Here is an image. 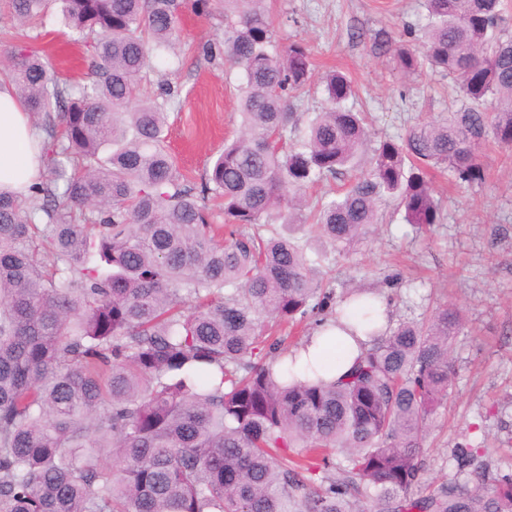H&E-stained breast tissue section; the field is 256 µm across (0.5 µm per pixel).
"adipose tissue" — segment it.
Listing matches in <instances>:
<instances>
[{"instance_id":"ef3b65f1","label":"adipose tissue","mask_w":512,"mask_h":512,"mask_svg":"<svg viewBox=\"0 0 512 512\" xmlns=\"http://www.w3.org/2000/svg\"><path fill=\"white\" fill-rule=\"evenodd\" d=\"M41 140L33 127L24 104L8 86L0 84V193H27L43 172L37 146ZM308 351L298 352L297 365L305 367L307 354L324 356L335 351L336 359L328 366L326 377H340L352 365L359 345L351 334L340 328L326 326L313 331Z\"/></svg>"}]
</instances>
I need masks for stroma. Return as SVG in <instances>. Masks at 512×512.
Masks as SVG:
<instances>
[{"instance_id": "1", "label": "stroma", "mask_w": 512, "mask_h": 512, "mask_svg": "<svg viewBox=\"0 0 512 512\" xmlns=\"http://www.w3.org/2000/svg\"><path fill=\"white\" fill-rule=\"evenodd\" d=\"M183 0L175 49L152 56V82L173 85L167 139L183 173L200 184L208 165L238 130L233 84L223 62L198 56V43L222 40L224 4L196 12ZM285 41L306 44L316 73L348 75L355 94L348 105L367 115L372 139L399 138L421 120L447 116L452 102L448 77L424 70L407 76L378 48L379 36L405 40L426 22L423 0H266ZM31 45L60 72L88 73L86 48L63 35L54 9ZM483 184L454 190L444 175L432 187L442 217L430 231H416L401 213L383 207L376 234L353 250L323 246L318 269L336 292L380 288L392 294V323L418 320L439 303L462 308L467 327L453 346L455 387L424 445L428 480L448 473V450L481 443V453L512 471V160L494 144L484 145Z\"/></svg>"}]
</instances>
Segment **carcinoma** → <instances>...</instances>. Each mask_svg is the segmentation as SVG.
<instances>
[{
    "label": "carcinoma",
    "mask_w": 512,
    "mask_h": 512,
    "mask_svg": "<svg viewBox=\"0 0 512 512\" xmlns=\"http://www.w3.org/2000/svg\"><path fill=\"white\" fill-rule=\"evenodd\" d=\"M53 2L97 58L87 80L25 45L48 0H3L21 22L3 78L38 118L48 178L0 193V512H512V473L468 441L425 491L423 442L454 388L461 309L382 330L368 310L392 295L348 290L367 341L337 380L296 376L295 351L265 325L344 314L296 230L348 251L387 199L427 229L442 209L429 169L473 186L485 180L480 144L512 148L501 0H424L417 46L380 40L402 72L447 75L461 99L373 145L338 71L321 77L326 106L295 135L309 49L282 45L265 0H224L222 43L196 53L240 72V134L198 187L164 144L174 88L143 93L150 46L176 40L178 0ZM367 151L340 199L304 197ZM276 221L287 232L265 235Z\"/></svg>",
    "instance_id": "obj_1"
}]
</instances>
